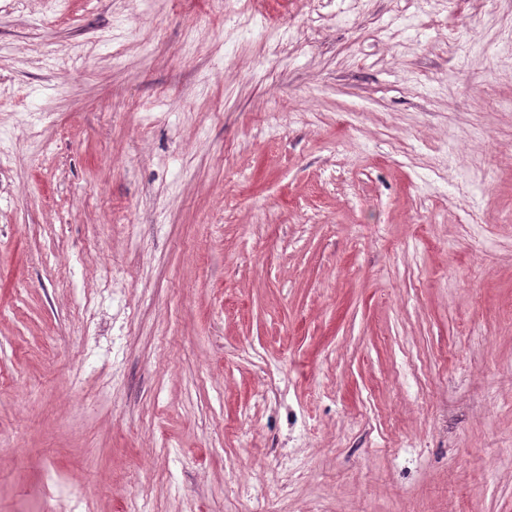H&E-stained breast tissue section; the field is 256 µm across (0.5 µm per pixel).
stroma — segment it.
I'll use <instances>...</instances> for the list:
<instances>
[{"label": "stroma", "instance_id": "obj_1", "mask_svg": "<svg viewBox=\"0 0 512 512\" xmlns=\"http://www.w3.org/2000/svg\"><path fill=\"white\" fill-rule=\"evenodd\" d=\"M512 512V0H0V512Z\"/></svg>", "mask_w": 512, "mask_h": 512}]
</instances>
